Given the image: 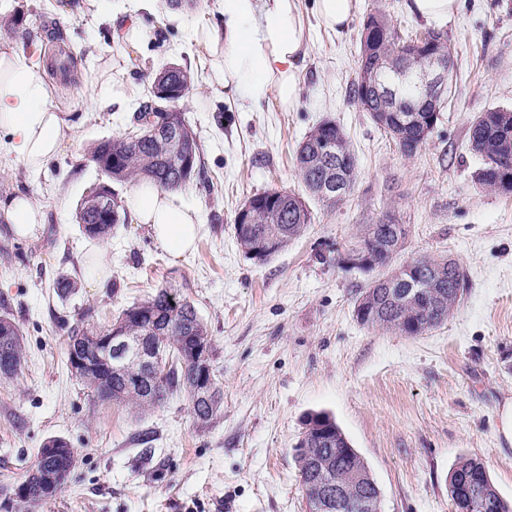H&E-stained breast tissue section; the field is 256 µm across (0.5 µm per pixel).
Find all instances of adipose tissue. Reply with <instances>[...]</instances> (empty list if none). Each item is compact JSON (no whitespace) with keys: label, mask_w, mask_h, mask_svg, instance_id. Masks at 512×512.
Here are the masks:
<instances>
[{"label":"adipose tissue","mask_w":512,"mask_h":512,"mask_svg":"<svg viewBox=\"0 0 512 512\" xmlns=\"http://www.w3.org/2000/svg\"><path fill=\"white\" fill-rule=\"evenodd\" d=\"M300 0H224V26L205 39L214 58L217 85L251 98L273 96L292 108L306 55ZM54 90L43 65L0 43V133L6 151L28 168L49 164L74 129L53 104ZM129 203L148 225L159 248L173 255L191 250L198 224L176 191L149 182L134 185Z\"/></svg>","instance_id":"1"}]
</instances>
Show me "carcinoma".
I'll return each mask as SVG.
<instances>
[{
    "instance_id": "1",
    "label": "carcinoma",
    "mask_w": 512,
    "mask_h": 512,
    "mask_svg": "<svg viewBox=\"0 0 512 512\" xmlns=\"http://www.w3.org/2000/svg\"><path fill=\"white\" fill-rule=\"evenodd\" d=\"M420 39L404 40L391 26L386 14L373 9L364 21L360 37V59L356 77L350 84L349 94L354 103L371 113L377 120L372 107L378 101L368 104L365 81L372 74L383 75L394 68L405 65L416 72L423 63ZM427 96L425 90L411 88L406 96L404 109L392 112L384 129L393 136L402 155L411 157L423 145L415 135L396 136V130L407 118L415 116L417 103ZM489 115L498 110L487 111ZM485 114V115H487ZM485 115H479L470 127L471 150L481 159L475 172V182L483 189L499 191V173H512V125L491 128ZM186 123L182 112H133L130 121L146 127L160 126L163 131L136 139L115 136L98 142L91 152V161L109 178V182L92 188L80 202L75 221L90 239L108 242L119 227L126 222L124 207L114 199L112 204L118 218L110 212H100L95 206L93 192L111 194L112 183L146 178L156 186L167 190H181L189 185L200 173V144L192 138L193 161L190 168L183 165L182 149L179 142L164 130L169 121ZM296 165L305 187L307 197L283 191H272L252 196V209L247 214V228L234 224L237 244L244 254L257 261H266L300 237L313 223V211L306 198L324 206H334L352 192L358 177V162L343 129L332 120L324 121L310 130L299 147ZM328 178L342 184V193L334 201H327L318 193V186ZM407 235L406 225L393 221H377L364 224L359 230L348 256L363 255L365 264L359 266L363 272L386 268L385 279L402 287L410 280L416 285L419 296L410 301L390 297L388 289L381 288L375 279L359 296L354 305L356 320L371 329L382 330L404 336H420L443 323L431 314L432 296H440L444 316H449L460 304L466 274L456 260L444 256H421L410 261V268H393L394 256L379 251L375 242L384 238L402 250ZM451 266H446V263ZM443 265L442 275L433 277L436 266ZM186 284L167 281L146 298L122 309L112 320L97 324L96 310L89 307L72 325H65L68 338L79 334L85 336H108L117 328L125 336H145L152 348L163 356L166 371L153 384L149 395L140 394L136 383L141 375L135 367L129 366L117 372L95 362L76 375L89 390L94 401L130 406L141 413L159 407L175 396L187 399L197 427L206 430L221 416L224 408V392L215 371H210L212 394L209 399H200L195 391L198 369L193 362L194 350L205 342L212 344L207 324L199 316L189 298L181 294ZM78 283L61 275L54 289L61 300L75 293ZM162 337L156 343L153 337ZM0 357L4 366L0 368V379L11 380L22 374L25 363V349L22 332L9 313L0 314ZM304 440L296 445V453L307 459V464L298 468L299 481L306 500H311L321 490L336 492V485L346 491L347 505L343 512H356L354 503L362 498H375L380 494L374 480L366 475L358 476L365 465L352 448L349 440L328 413L315 411L302 419ZM448 489L455 506V512L469 509V512H512V505L506 502L495 488L485 467L477 460L462 457L448 475Z\"/></svg>"
}]
</instances>
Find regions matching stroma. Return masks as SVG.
<instances>
[{"label": "stroma", "instance_id": "stroma-1", "mask_svg": "<svg viewBox=\"0 0 512 512\" xmlns=\"http://www.w3.org/2000/svg\"><path fill=\"white\" fill-rule=\"evenodd\" d=\"M375 5L401 36L443 32L453 55L452 94L409 158L348 96ZM131 6L105 0L94 13L86 0H0V20L21 15L35 33L19 48L24 57H52L60 28L77 59L70 80L53 79L55 106L75 120L72 139L39 171L0 158V201L24 194L44 212L41 230L23 239L0 211V313L19 325L26 356L22 376L0 380V512H307L293 448L311 411L333 415L365 459L382 512H454L448 473L462 456L482 462L511 502L512 445L499 411L512 401V194L476 185L469 130L487 110H512V0H460L456 14L429 21L406 0H359L336 34L303 0L309 50L290 112L270 98L228 99L210 84L199 31L220 25V0H157L141 12L146 36L132 48L112 39ZM171 64L194 78L179 107L205 178L179 195L199 236L176 257L131 219L96 244L75 222L81 199L105 179L90 152L126 132L137 100ZM101 68L112 76V104L94 111L84 82ZM326 119L357 155L353 191L336 207L314 205L307 232L270 260L247 258L234 236L238 211L267 190L303 194L297 149ZM381 219L407 229L396 263L444 255L467 275L458 308L423 335L374 331L354 316L372 276L348 264L346 250L358 225ZM62 275L80 284L64 301L53 291ZM170 278L187 282L215 348L224 410L204 431L181 398L143 415L92 404L65 365L64 321L89 306L110 320ZM51 437L70 442L76 467L54 497L20 502L15 489Z\"/></svg>", "mask_w": 512, "mask_h": 512}]
</instances>
